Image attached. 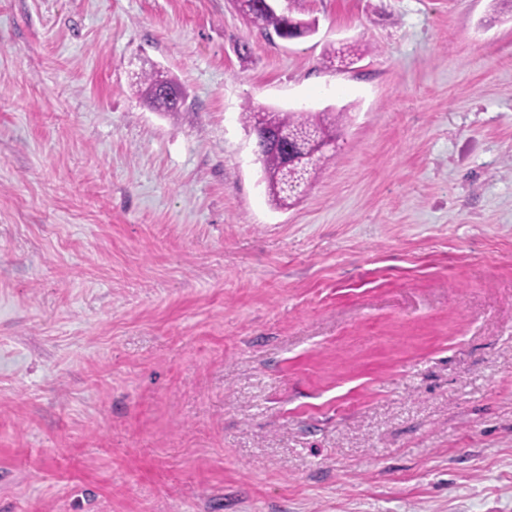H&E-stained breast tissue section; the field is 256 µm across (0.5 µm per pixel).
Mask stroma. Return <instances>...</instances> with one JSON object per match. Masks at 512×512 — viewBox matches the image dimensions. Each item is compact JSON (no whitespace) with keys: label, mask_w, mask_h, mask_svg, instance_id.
Returning <instances> with one entry per match:
<instances>
[{"label":"stroma","mask_w":512,"mask_h":512,"mask_svg":"<svg viewBox=\"0 0 512 512\" xmlns=\"http://www.w3.org/2000/svg\"><path fill=\"white\" fill-rule=\"evenodd\" d=\"M275 7L0 0V512H512V17ZM250 106L348 114L291 207ZM258 2L259 0H235L237 10L256 27L265 31L272 29L275 34L287 37L289 28V36L295 39L309 36L316 31L314 22L263 9L258 6ZM141 94L146 104L157 112H181L182 106L177 105L169 97L173 94L184 92L180 84L174 78H168L157 72L144 73L137 77ZM257 142L259 159L263 166L264 180L267 184V194L277 207L288 206L292 201L305 193L311 186L317 172L333 157L332 154L328 155L326 152L316 155L306 169L295 173L301 186L297 190L286 191L281 182L284 162L282 156L279 153L266 150L261 141L257 140Z\"/></svg>","instance_id":"stroma-1"}]
</instances>
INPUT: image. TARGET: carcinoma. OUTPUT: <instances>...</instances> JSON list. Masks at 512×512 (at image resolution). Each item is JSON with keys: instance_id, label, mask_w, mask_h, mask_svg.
I'll return each instance as SVG.
<instances>
[{"instance_id": "obj_1", "label": "carcinoma", "mask_w": 512, "mask_h": 512, "mask_svg": "<svg viewBox=\"0 0 512 512\" xmlns=\"http://www.w3.org/2000/svg\"><path fill=\"white\" fill-rule=\"evenodd\" d=\"M259 0H235L237 10L253 25L265 31L271 29L275 34L288 35L292 38L309 36L316 31V25L310 21L295 19L274 10H266L258 6ZM360 50L348 44H343L327 53L329 63L335 62L347 67L360 59ZM137 84L146 104L157 112H181L183 107L170 99L173 94L183 93L182 87L173 78H168L157 72L144 73L137 77ZM243 122L250 129H265L290 131L297 140L291 143L292 149L301 151L307 147L309 140L320 138L336 139V129L345 121L346 113L339 112H282L272 108H246L242 113ZM259 159L263 166L264 180L267 184V194L278 207L289 205L310 187L321 167L331 159L326 153L316 155L311 164L304 170L296 172L297 180L301 183L298 189L287 191L283 188L281 174L283 158L276 152L265 149L263 143H258Z\"/></svg>"}]
</instances>
